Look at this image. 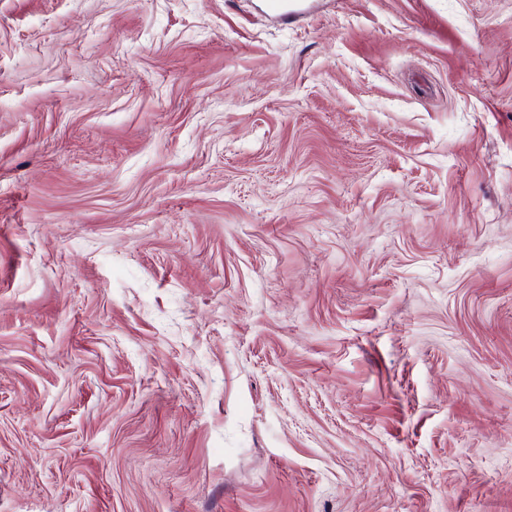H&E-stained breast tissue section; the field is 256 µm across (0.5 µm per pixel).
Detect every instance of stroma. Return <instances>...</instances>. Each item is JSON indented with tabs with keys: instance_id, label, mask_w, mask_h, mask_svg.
<instances>
[{
	"instance_id": "stroma-1",
	"label": "stroma",
	"mask_w": 512,
	"mask_h": 512,
	"mask_svg": "<svg viewBox=\"0 0 512 512\" xmlns=\"http://www.w3.org/2000/svg\"><path fill=\"white\" fill-rule=\"evenodd\" d=\"M0 512H512V0H0Z\"/></svg>"
}]
</instances>
